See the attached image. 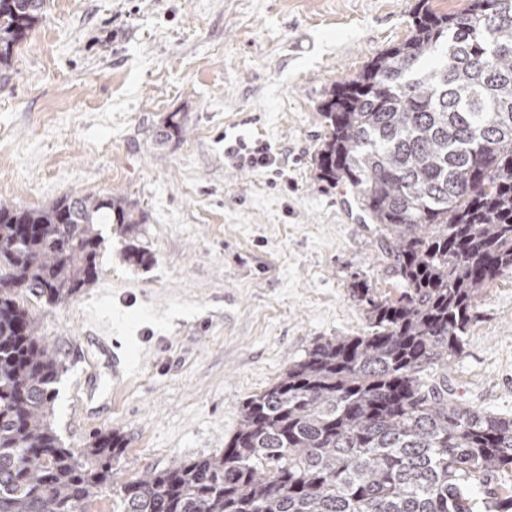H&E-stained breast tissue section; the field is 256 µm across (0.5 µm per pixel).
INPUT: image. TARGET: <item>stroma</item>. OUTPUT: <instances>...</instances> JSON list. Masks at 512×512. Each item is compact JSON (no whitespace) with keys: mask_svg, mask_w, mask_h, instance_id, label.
<instances>
[{"mask_svg":"<svg viewBox=\"0 0 512 512\" xmlns=\"http://www.w3.org/2000/svg\"><path fill=\"white\" fill-rule=\"evenodd\" d=\"M419 0H47L0 81V201L137 202L100 225L98 280L25 297L64 371L51 419L66 447L118 433L117 485L221 455L244 402L313 343L367 327L351 285L395 293L344 187L315 177L337 82L403 42ZM181 137L157 141L168 117ZM268 145L276 170L241 163ZM151 259L129 262L128 245ZM450 378L512 416V273L480 294Z\"/></svg>","mask_w":512,"mask_h":512,"instance_id":"1","label":"stroma"}]
</instances>
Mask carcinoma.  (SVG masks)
Listing matches in <instances>:
<instances>
[{
	"label": "carcinoma",
	"instance_id": "obj_1",
	"mask_svg": "<svg viewBox=\"0 0 512 512\" xmlns=\"http://www.w3.org/2000/svg\"><path fill=\"white\" fill-rule=\"evenodd\" d=\"M420 2L404 42L325 94L314 159L372 225L398 296L354 283L362 334L315 343L246 400L224 454L124 484L112 512H512V417L448 381L474 299L512 272V0ZM42 9L0 0V70ZM143 223L112 194L0 202V512H90L112 484L123 440L61 442L62 364L20 293L54 305L92 287L97 225Z\"/></svg>",
	"mask_w": 512,
	"mask_h": 512
}]
</instances>
